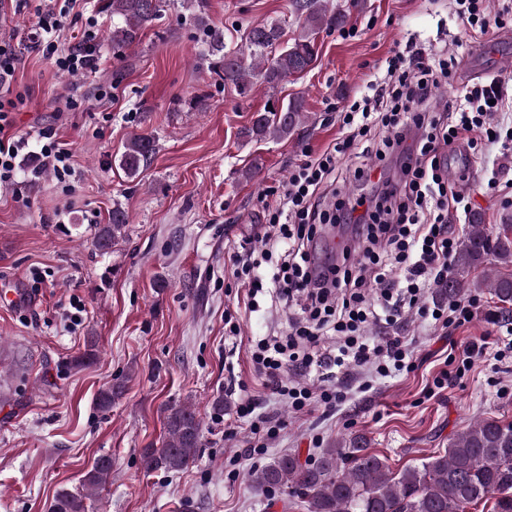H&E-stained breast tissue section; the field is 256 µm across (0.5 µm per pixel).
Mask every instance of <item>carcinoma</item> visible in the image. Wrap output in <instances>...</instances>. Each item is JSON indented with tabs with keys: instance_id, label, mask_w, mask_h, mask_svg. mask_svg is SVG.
Masks as SVG:
<instances>
[{
	"instance_id": "obj_1",
	"label": "carcinoma",
	"mask_w": 512,
	"mask_h": 512,
	"mask_svg": "<svg viewBox=\"0 0 512 512\" xmlns=\"http://www.w3.org/2000/svg\"><path fill=\"white\" fill-rule=\"evenodd\" d=\"M171 0H107L112 30L107 41L115 49L138 44L144 31L161 16ZM288 10L298 20V32L277 54L283 30L276 22H261L246 32L245 49L224 45V29L204 28L215 68L241 95L260 82L271 89L287 77L308 71L317 59V35L346 21V11L328 10V0H289ZM309 119L304 100L294 98L279 109L260 112L248 134L282 139ZM158 144L149 133L133 135L124 145L119 166L129 176L148 167ZM128 214L120 204L112 207L111 223L99 227L96 244L112 249L122 237ZM512 213L490 236L475 213L470 228L454 256V276L445 285L448 297L470 288H486L503 305L512 304ZM477 273L474 279L469 278ZM122 393L113 385L99 392L97 405L108 410ZM202 437V421L194 404L183 402L167 409L161 446L142 449L141 462L149 471L174 473L194 461ZM112 473V457L101 455L84 474L80 488L58 491L51 512H85V500L93 498ZM259 490L282 488L297 498L307 512H458L461 506L494 500L491 512H512V422L483 418L473 422L448 444V448L416 466L395 472L387 461L366 448L361 440L350 446L324 448L313 464L283 454L265 467L249 473Z\"/></svg>"
}]
</instances>
